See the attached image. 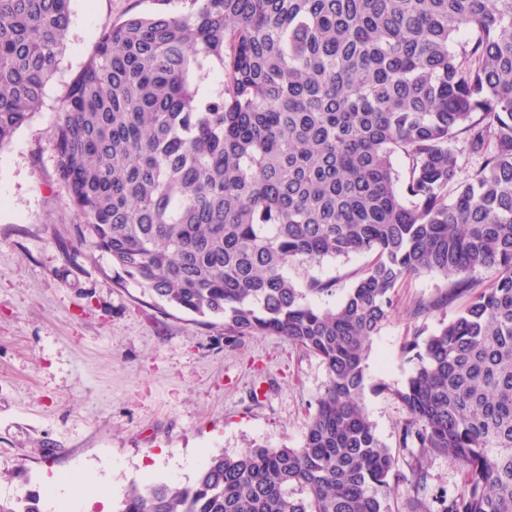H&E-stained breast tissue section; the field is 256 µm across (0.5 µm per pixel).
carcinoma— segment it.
<instances>
[{"instance_id":"carcinoma-1","label":"carcinoma","mask_w":512,"mask_h":512,"mask_svg":"<svg viewBox=\"0 0 512 512\" xmlns=\"http://www.w3.org/2000/svg\"><path fill=\"white\" fill-rule=\"evenodd\" d=\"M183 2L105 27L68 88L50 132L66 247L229 336L284 337L329 380L302 447L212 456L191 484L131 486L120 512H388L366 359L422 274L454 281L417 313L467 301L405 346L399 443L461 464L440 512H512V0ZM69 5L0 0V149L41 106ZM353 253L372 260L333 307L308 301L331 282L288 275Z\"/></svg>"}]
</instances>
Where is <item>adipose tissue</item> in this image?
Instances as JSON below:
<instances>
[{
  "label": "adipose tissue",
  "instance_id": "adipose-tissue-1",
  "mask_svg": "<svg viewBox=\"0 0 512 512\" xmlns=\"http://www.w3.org/2000/svg\"><path fill=\"white\" fill-rule=\"evenodd\" d=\"M47 499L53 512H87L93 503L109 508L111 495L96 474L70 473L48 480Z\"/></svg>",
  "mask_w": 512,
  "mask_h": 512
}]
</instances>
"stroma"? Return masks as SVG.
I'll use <instances>...</instances> for the list:
<instances>
[{
  "mask_svg": "<svg viewBox=\"0 0 512 512\" xmlns=\"http://www.w3.org/2000/svg\"><path fill=\"white\" fill-rule=\"evenodd\" d=\"M156 8L155 0H71L67 49L42 105L0 149V485L17 498L43 495L46 477L108 460L119 512L131 485L152 483L145 466L160 452L301 447L328 383L322 360L284 338L227 337L223 322L122 280L109 255L61 248L73 215L57 180L51 128L104 26ZM368 261L326 258L288 274L301 287L312 277L332 282L334 295L315 300L327 307ZM445 286L435 274L404 279L366 360L363 403L399 477L386 499L391 512H437V496L463 483L451 456L400 447L397 436L407 414L396 393L415 369L404 345L435 332L441 319L417 315L415 306Z\"/></svg>",
  "mask_w": 512,
  "mask_h": 512,
  "instance_id": "1",
  "label": "stroma"
}]
</instances>
